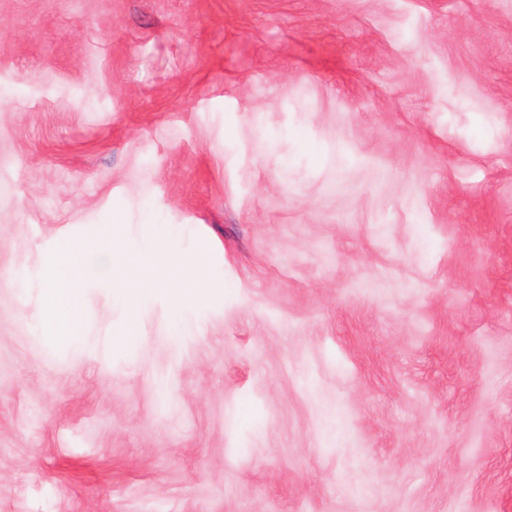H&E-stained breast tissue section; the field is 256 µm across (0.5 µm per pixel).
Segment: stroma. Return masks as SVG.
Instances as JSON below:
<instances>
[{
	"label": "stroma",
	"instance_id": "1",
	"mask_svg": "<svg viewBox=\"0 0 512 512\" xmlns=\"http://www.w3.org/2000/svg\"><path fill=\"white\" fill-rule=\"evenodd\" d=\"M0 512H512V0H0ZM176 234V230L171 228L159 238L157 247L140 251L133 259L123 251L112 253L113 288H119L127 299H132L137 289L175 280L187 288L190 297L203 298L208 290V283L202 270L189 266L179 252L164 244L165 240H173ZM158 250L167 254L164 265L158 260ZM53 262L58 264L59 271L47 285L50 301L64 321L74 320L78 315V288L75 287L83 280V263L73 252L71 241L68 239L57 241Z\"/></svg>",
	"mask_w": 512,
	"mask_h": 512
}]
</instances>
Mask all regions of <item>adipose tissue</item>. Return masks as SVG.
I'll return each instance as SVG.
<instances>
[{
    "label": "adipose tissue",
    "instance_id": "ef3b65f1",
    "mask_svg": "<svg viewBox=\"0 0 512 512\" xmlns=\"http://www.w3.org/2000/svg\"><path fill=\"white\" fill-rule=\"evenodd\" d=\"M53 260L59 266L48 284L49 298L63 320L75 319L77 287L83 280L84 268L75 255L70 240H58ZM177 281L187 288L189 296L204 297L208 283L199 267L188 265L175 249H167L165 259H158L156 249L138 252L136 257L118 251L112 255V285L126 298H133L138 289Z\"/></svg>",
    "mask_w": 512,
    "mask_h": 512
}]
</instances>
